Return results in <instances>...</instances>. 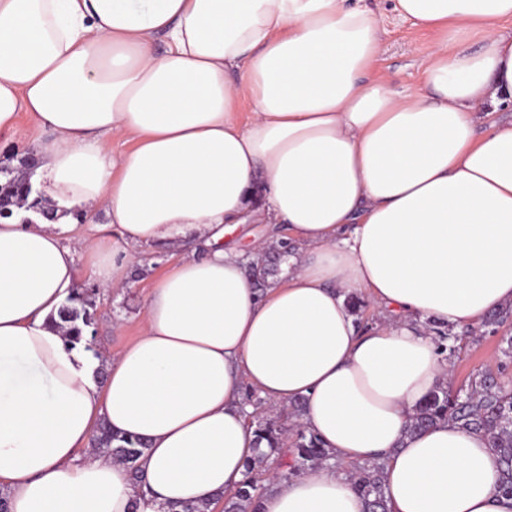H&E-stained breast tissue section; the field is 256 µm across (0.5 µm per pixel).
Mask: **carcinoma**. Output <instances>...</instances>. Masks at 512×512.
Returning <instances> with one entry per match:
<instances>
[{
	"instance_id": "1",
	"label": "carcinoma",
	"mask_w": 512,
	"mask_h": 512,
	"mask_svg": "<svg viewBox=\"0 0 512 512\" xmlns=\"http://www.w3.org/2000/svg\"><path fill=\"white\" fill-rule=\"evenodd\" d=\"M23 171L0 169V202L12 209H26L37 214L57 211V206L44 200L31 201L26 191L28 160L21 162ZM276 269L263 259L251 263L249 273L256 285L264 288ZM94 300L77 291L71 293L52 319L54 328L62 331L71 344L82 343L91 349L94 336L86 335L94 324L90 308ZM441 421H451L461 428L487 436L490 448L499 466V489L512 497V381L487 371L472 379L465 391L448 387L436 388L412 416L409 431L414 433ZM250 427L254 430L258 456L246 465L245 477L239 489L217 501L221 512H259L260 490L263 486L256 477L257 465L273 454H281L285 445H291V463L281 476H295L308 467L328 461L331 455L322 442L312 433L301 430L296 440L288 442L276 421L254 412ZM94 447L122 463L130 480L140 479V460L146 444L138 437L118 434L104 424L95 431ZM352 485L364 503V512H389L383 482V464L377 460L365 462L349 474Z\"/></svg>"
}]
</instances>
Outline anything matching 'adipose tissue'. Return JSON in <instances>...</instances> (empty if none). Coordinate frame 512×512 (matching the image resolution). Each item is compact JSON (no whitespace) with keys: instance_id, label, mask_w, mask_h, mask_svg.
<instances>
[{"instance_id":"obj_1","label":"adipose tissue","mask_w":512,"mask_h":512,"mask_svg":"<svg viewBox=\"0 0 512 512\" xmlns=\"http://www.w3.org/2000/svg\"><path fill=\"white\" fill-rule=\"evenodd\" d=\"M393 9L437 35L417 92L373 78L382 19L348 0H0V135L27 115L50 199L107 218L0 219L11 512H214L256 455L248 386L302 400L334 455L275 478L261 512H363L335 462L377 458L390 512H512L485 436L409 431L449 380L426 322L512 304V123L477 128L512 110V0ZM247 224L269 231L246 256L224 237ZM285 236L299 257L257 291L248 262ZM155 249L173 264L120 352L51 327L82 274L120 291ZM359 291L382 324L358 329ZM103 423L146 442L143 485L92 454Z\"/></svg>"}]
</instances>
